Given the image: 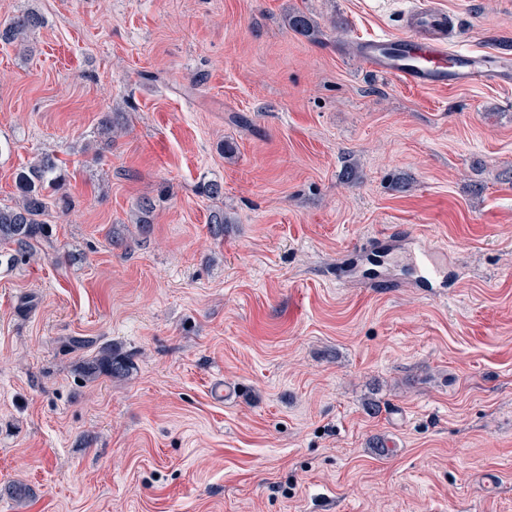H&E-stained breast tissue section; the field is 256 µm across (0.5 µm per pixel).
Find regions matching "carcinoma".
<instances>
[{"instance_id": "carcinoma-1", "label": "carcinoma", "mask_w": 512, "mask_h": 512, "mask_svg": "<svg viewBox=\"0 0 512 512\" xmlns=\"http://www.w3.org/2000/svg\"><path fill=\"white\" fill-rule=\"evenodd\" d=\"M45 23L33 9L15 16L0 28V40L24 44L27 35ZM288 28L306 38L316 40L321 34L318 24L307 14L297 11L288 16ZM64 174L57 160L45 154L33 162L17 180L18 198L11 205L0 204V244L15 247L18 254H27L35 245L50 240L49 225L44 217L59 198ZM154 204L144 198L137 204L133 223L146 231L152 224ZM134 365L121 350L108 344L80 365L81 376L93 382L101 377L124 380L132 375Z\"/></svg>"}]
</instances>
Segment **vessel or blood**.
<instances>
[{
	"instance_id": "obj_1",
	"label": "vessel or blood",
	"mask_w": 512,
	"mask_h": 512,
	"mask_svg": "<svg viewBox=\"0 0 512 512\" xmlns=\"http://www.w3.org/2000/svg\"><path fill=\"white\" fill-rule=\"evenodd\" d=\"M412 22L402 35L365 41L357 50L368 68L412 87L446 89L493 81L487 55L448 48L451 22L435 0H418Z\"/></svg>"
}]
</instances>
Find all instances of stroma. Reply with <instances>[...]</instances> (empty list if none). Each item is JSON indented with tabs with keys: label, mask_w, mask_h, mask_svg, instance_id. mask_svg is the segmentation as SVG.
<instances>
[{
	"label": "stroma",
	"mask_w": 512,
	"mask_h": 512,
	"mask_svg": "<svg viewBox=\"0 0 512 512\" xmlns=\"http://www.w3.org/2000/svg\"><path fill=\"white\" fill-rule=\"evenodd\" d=\"M412 2L0 0L45 18L0 42V203L45 152L69 197L0 246V512H512V73H373L354 42ZM436 2L454 50L512 56V0ZM377 238L450 292L369 270ZM71 336L135 372L81 381ZM288 27L291 31L311 40L318 39L321 34L318 24L301 11L293 12L288 16Z\"/></svg>",
	"instance_id": "obj_1"
}]
</instances>
